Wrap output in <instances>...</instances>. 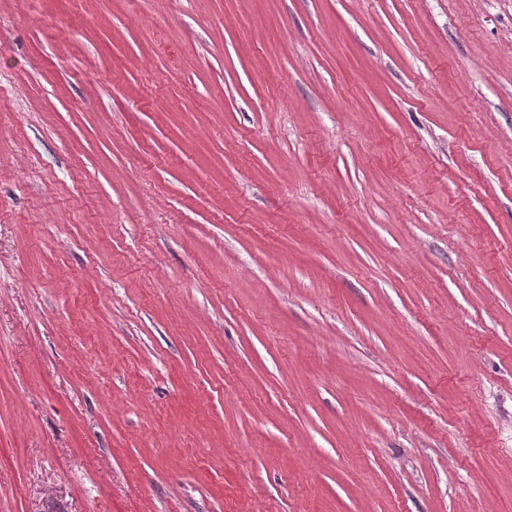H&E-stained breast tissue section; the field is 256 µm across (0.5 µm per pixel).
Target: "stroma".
Masks as SVG:
<instances>
[{"mask_svg":"<svg viewBox=\"0 0 512 512\" xmlns=\"http://www.w3.org/2000/svg\"><path fill=\"white\" fill-rule=\"evenodd\" d=\"M0 512H512V0H0Z\"/></svg>","mask_w":512,"mask_h":512,"instance_id":"obj_1","label":"stroma"}]
</instances>
